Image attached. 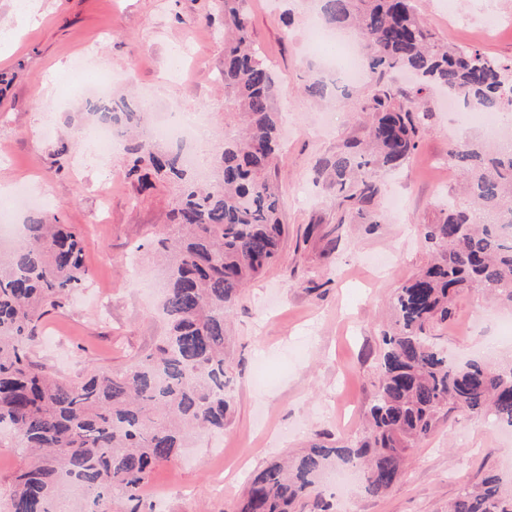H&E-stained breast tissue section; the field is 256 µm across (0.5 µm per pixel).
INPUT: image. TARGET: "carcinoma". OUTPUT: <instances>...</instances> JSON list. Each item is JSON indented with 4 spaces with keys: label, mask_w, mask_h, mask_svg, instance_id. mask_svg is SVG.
Instances as JSON below:
<instances>
[{
    "label": "carcinoma",
    "mask_w": 512,
    "mask_h": 512,
    "mask_svg": "<svg viewBox=\"0 0 512 512\" xmlns=\"http://www.w3.org/2000/svg\"><path fill=\"white\" fill-rule=\"evenodd\" d=\"M317 2L328 26L358 29L361 63L370 72L419 77L410 88H377L362 106L372 113L367 142L349 144L315 169V181L340 198L339 223L379 224L377 172L399 167L417 148L424 92L440 88L471 112L501 116L512 110V61L438 43L414 0ZM246 4L224 0L222 74L225 108L243 116L247 128L224 137L215 180L199 184L178 153L143 141L130 148V172L146 161L173 185L181 228L158 239L168 267V333L155 351L120 373L93 370L78 381L33 365L27 342L37 323L88 282L82 239L56 216H31L26 237L0 253V427L33 455L15 476L11 512H58L71 479L85 493L79 512H107L114 498L126 512H142V489L154 469L192 433L224 429L225 321L241 289L278 260L284 234L281 196L269 179L280 151L278 84L250 38ZM326 88L309 71L306 92L323 97ZM92 109L104 121L139 120L124 102L99 101ZM448 164L461 172L463 193L438 222L422 225L436 258L392 295L395 320L382 336L380 380L363 437L313 443L289 463L269 464L250 479L239 512H297L311 498L321 501L318 477L337 461L360 472L367 493L386 494L404 477L408 451L429 438L445 408L472 416L491 411L512 427V366L458 365L435 342L436 327L470 288L512 307V143L491 147L465 136L448 152ZM450 512H512V490L490 477L462 489Z\"/></svg>",
    "instance_id": "obj_1"
}]
</instances>
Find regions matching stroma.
<instances>
[{
  "label": "stroma",
  "instance_id": "35a3bbf8",
  "mask_svg": "<svg viewBox=\"0 0 512 512\" xmlns=\"http://www.w3.org/2000/svg\"><path fill=\"white\" fill-rule=\"evenodd\" d=\"M426 25L444 43L472 42L512 60V26L492 41L479 25L512 15V0H417ZM313 0H249L250 34L280 86L283 147L275 178L286 233L280 256L243 288L229 315L227 359L231 412L223 432L204 433L160 464L143 491L150 512H233L248 478L277 457L302 453L310 440H356L378 386L381 333L392 318L391 295L425 267L432 253L418 233L455 196L459 172L448 164L453 140L482 137L461 127L442 93L430 94L428 128L400 168L381 173L383 224H342L333 189L312 181L319 160L365 139L360 106L375 81L350 97L305 90L320 59L309 49ZM0 182L28 185L44 213L83 235L90 285L50 311L28 356L67 379L125 369L152 352L166 333L156 239L169 229L172 188L128 177L126 150L100 167L80 131L95 116L89 92L99 77L115 99L150 113L202 112L224 144V17L219 0H35L27 22L0 32ZM189 42L190 56L177 45ZM88 71L77 75V59ZM109 184L111 196L98 189ZM480 290L461 294L453 318L437 332L455 361L488 355L512 359V342ZM490 475L512 486V429L484 416L441 412L431 436L415 447L403 479L382 496L361 485L326 487L329 512H448L463 488Z\"/></svg>",
  "mask_w": 512,
  "mask_h": 512
}]
</instances>
